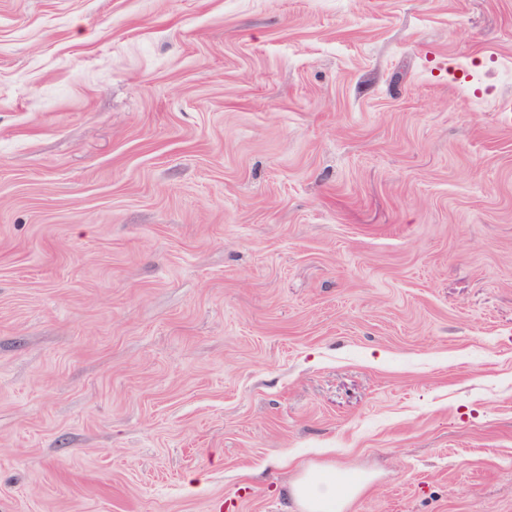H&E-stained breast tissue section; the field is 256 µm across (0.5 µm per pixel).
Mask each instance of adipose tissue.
Here are the masks:
<instances>
[{
	"mask_svg": "<svg viewBox=\"0 0 512 512\" xmlns=\"http://www.w3.org/2000/svg\"><path fill=\"white\" fill-rule=\"evenodd\" d=\"M367 485V478L351 480L335 467H317L295 479L289 495L297 512H346Z\"/></svg>",
	"mask_w": 512,
	"mask_h": 512,
	"instance_id": "adipose-tissue-1",
	"label": "adipose tissue"
}]
</instances>
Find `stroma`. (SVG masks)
Here are the masks:
<instances>
[{
	"mask_svg": "<svg viewBox=\"0 0 512 512\" xmlns=\"http://www.w3.org/2000/svg\"><path fill=\"white\" fill-rule=\"evenodd\" d=\"M512 512V0H0V512ZM369 480H351L336 466L310 468L295 479L289 495L297 512H344L367 487Z\"/></svg>",
	"mask_w": 512,
	"mask_h": 512,
	"instance_id": "obj_1",
	"label": "stroma"
}]
</instances>
